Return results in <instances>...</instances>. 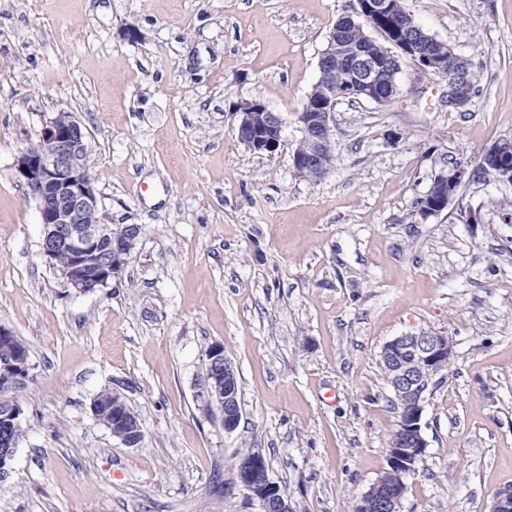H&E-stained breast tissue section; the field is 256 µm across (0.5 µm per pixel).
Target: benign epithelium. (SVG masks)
Segmentation results:
<instances>
[{
	"instance_id": "1",
	"label": "benign epithelium",
	"mask_w": 512,
	"mask_h": 512,
	"mask_svg": "<svg viewBox=\"0 0 512 512\" xmlns=\"http://www.w3.org/2000/svg\"><path fill=\"white\" fill-rule=\"evenodd\" d=\"M355 14L341 17L340 27L329 32L319 60L317 83L323 99L312 105L306 102L298 115L301 137L299 142L308 150L293 149L292 167L295 173L307 177L309 169L319 165L324 156L333 153L332 122L338 101L365 94L378 104L392 102L400 93L397 72L391 62H377L367 48L371 38L363 33L366 26L375 27L374 20L389 9V0H356ZM402 40L393 51H402L416 58L423 73L446 81L445 104L448 111H457L471 100L465 70L448 75L443 68V43L434 36L417 45L416 35L423 27L414 16L407 15L400 24ZM358 31L363 40L356 46L351 83L336 91V44L345 33ZM285 119L270 110L262 101L253 99L239 108L238 139L258 152L276 151L282 141ZM88 134L69 112H59L50 118L38 141L27 147L16 160V170L35 198L42 224L41 250L54 259L59 252L72 258L70 267L62 272L66 283L79 293L106 287L125 265L141 234L137 224L123 225L121 233L112 238V252L105 254L101 242L105 226L100 219V205L90 168ZM466 170L457 166L441 170L434 178L431 200L423 214L440 213L453 203L457 192L465 185ZM381 358L389 368V382L402 402L399 430L388 448V468L356 503V512H400V488L414 473L416 464L428 448L421 427L423 402L434 378L447 370L453 358V346L445 336L422 331L403 334L388 341ZM196 397L204 409L220 418L227 434L233 433L241 419L237 369L224 356V347L215 345L206 354L202 372L195 380ZM22 409L9 406L0 429V483L13 471L16 447L22 438ZM112 436L134 447L143 441L142 428L128 410H112ZM238 479L246 498L257 504L259 512H291L288 500L271 480L263 454L255 450L238 463ZM488 512H512V487L498 491Z\"/></svg>"
}]
</instances>
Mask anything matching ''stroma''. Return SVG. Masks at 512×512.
Instances as JSON below:
<instances>
[{
  "label": "stroma",
  "instance_id": "obj_1",
  "mask_svg": "<svg viewBox=\"0 0 512 512\" xmlns=\"http://www.w3.org/2000/svg\"><path fill=\"white\" fill-rule=\"evenodd\" d=\"M354 6L0 0V327L31 364L11 392L23 438L0 512H258L236 488L251 450L292 512H352L400 419L380 353L420 331L454 357L423 403L429 446L401 512H488L512 486V184L473 174L512 140V0H404L471 60L472 104L448 111L439 78L404 59L391 104L338 102L335 162L311 181L292 168L297 116ZM252 99L286 120L275 152L237 137ZM59 112L88 133L103 223L142 228L111 285L86 294L42 254L15 170ZM456 165L471 173L456 201L421 214ZM216 343L239 374L230 434L195 396ZM105 389L138 417L139 446L93 416Z\"/></svg>",
  "mask_w": 512,
  "mask_h": 512
}]
</instances>
